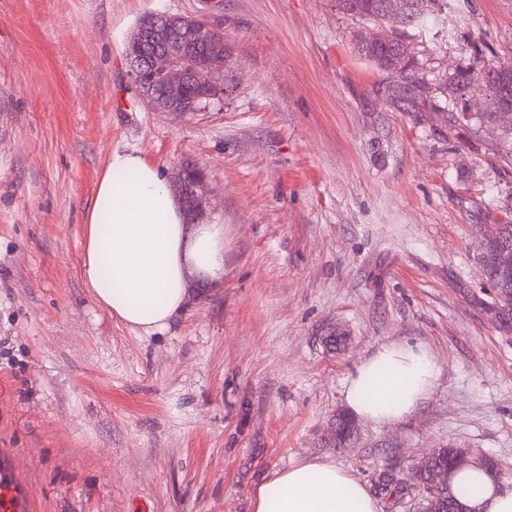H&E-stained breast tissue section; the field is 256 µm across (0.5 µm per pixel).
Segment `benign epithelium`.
I'll use <instances>...</instances> for the list:
<instances>
[{
	"label": "benign epithelium",
	"instance_id": "1",
	"mask_svg": "<svg viewBox=\"0 0 512 512\" xmlns=\"http://www.w3.org/2000/svg\"><path fill=\"white\" fill-rule=\"evenodd\" d=\"M416 8L411 0H385L382 15L400 24ZM219 41H224L223 32L202 16H144L126 45V59L146 104L181 115L223 99L228 53L214 50ZM178 178L182 195L193 200L188 220L200 219L204 210L200 175L184 166Z\"/></svg>",
	"mask_w": 512,
	"mask_h": 512
}]
</instances>
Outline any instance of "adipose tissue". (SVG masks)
I'll return each mask as SVG.
<instances>
[{
	"instance_id": "obj_1",
	"label": "adipose tissue",
	"mask_w": 512,
	"mask_h": 512,
	"mask_svg": "<svg viewBox=\"0 0 512 512\" xmlns=\"http://www.w3.org/2000/svg\"><path fill=\"white\" fill-rule=\"evenodd\" d=\"M224 273V227L186 223L166 175L139 152H113L86 212L81 275L97 301L126 326L150 334L182 310L191 276ZM439 375L422 345L391 343L363 360L345 400L362 419H405ZM448 484L468 512H512V482L478 464ZM254 512H382L379 499L347 470L309 461L274 472L252 492Z\"/></svg>"
}]
</instances>
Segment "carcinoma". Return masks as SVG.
Segmentation results:
<instances>
[{
	"label": "carcinoma",
	"instance_id": "cac0c4a2",
	"mask_svg": "<svg viewBox=\"0 0 512 512\" xmlns=\"http://www.w3.org/2000/svg\"><path fill=\"white\" fill-rule=\"evenodd\" d=\"M383 0H362V11L356 12L352 0H336V7L356 18L369 22H381L379 6ZM454 8V0H428V8L411 13L406 21L409 27L421 26L431 15L446 12ZM358 54L367 58L380 69L388 68L392 56L404 50L401 33L395 31L388 39L378 46L356 45ZM456 96L461 98L471 88L472 77L467 69H459L451 75ZM482 83L489 93L491 109L488 112L467 113L456 115L455 121L475 123L479 126L493 124L503 109H512V62L496 61L487 65ZM507 235L504 239L488 245L478 242L476 258L486 279L497 291V299L512 298V268L503 264L504 258L512 256V220L506 219ZM439 477L419 475L412 480H405L395 472L385 470L378 474L377 485L387 495L390 512H399L407 504L415 500L416 493H423L421 512H464L449 490L447 475L448 460L437 465Z\"/></svg>",
	"mask_w": 512,
	"mask_h": 512
}]
</instances>
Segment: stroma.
I'll list each match as a JSON object with an SVG mask.
<instances>
[{
    "instance_id": "1",
    "label": "stroma",
    "mask_w": 512,
    "mask_h": 512,
    "mask_svg": "<svg viewBox=\"0 0 512 512\" xmlns=\"http://www.w3.org/2000/svg\"><path fill=\"white\" fill-rule=\"evenodd\" d=\"M152 13L202 15L231 49L224 98L143 103L125 58ZM333 0H0V448L32 512H253L305 461L368 486L442 448L512 481V310L474 244L512 210V148L458 69L512 60V0H457L406 29L409 80L355 43ZM198 170L224 273L163 331L111 317L80 273L83 214L112 151ZM440 375L406 419L353 415L381 346ZM349 435L339 439L341 423Z\"/></svg>"
}]
</instances>
